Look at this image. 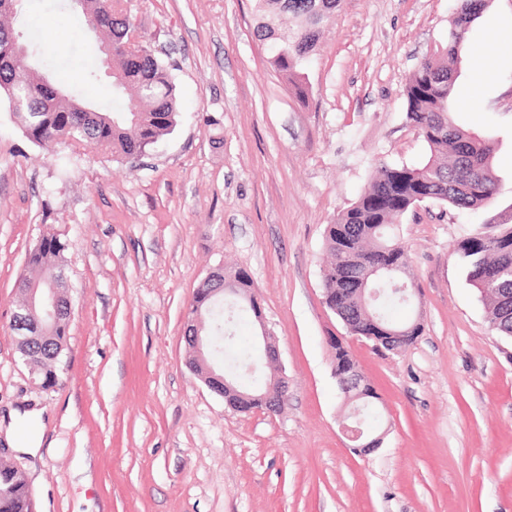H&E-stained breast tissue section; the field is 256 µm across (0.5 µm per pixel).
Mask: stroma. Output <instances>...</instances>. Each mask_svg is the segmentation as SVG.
Here are the masks:
<instances>
[{"mask_svg":"<svg viewBox=\"0 0 512 512\" xmlns=\"http://www.w3.org/2000/svg\"><path fill=\"white\" fill-rule=\"evenodd\" d=\"M459 0H342L297 97L254 34L253 0H128L173 64L180 118L145 156L115 160L31 143L0 101V448L30 482L35 512H512V338L491 330L454 249L512 218V0H490L469 46L495 49L474 83L458 63L454 113L496 142L500 193L475 210L423 202L401 219L423 331L387 352L349 336L320 287L327 224L381 164L416 165L428 147L406 114L421 59L446 43ZM15 29L57 19L53 73L100 102L112 80L81 12L22 0ZM98 80H91V71ZM66 242L70 319L64 368L43 387L12 330L19 279L45 234ZM219 268L246 269L263 334L283 371L282 412L241 413L190 366V301ZM377 393L382 443L343 434L334 340ZM17 408L39 411L36 455L14 446Z\"/></svg>","mask_w":512,"mask_h":512,"instance_id":"1","label":"stroma"}]
</instances>
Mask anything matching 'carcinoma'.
I'll return each mask as SVG.
<instances>
[{
	"mask_svg": "<svg viewBox=\"0 0 512 512\" xmlns=\"http://www.w3.org/2000/svg\"><path fill=\"white\" fill-rule=\"evenodd\" d=\"M490 0H460L448 43L436 48L413 72L405 90L407 118L426 142L430 155L418 166L382 165L371 182L347 209L327 225L324 245L331 260L321 280L327 307L342 320L347 333L364 338L380 323L403 332L398 347L412 344L422 324L393 312L410 306L413 276L400 238L398 219L425 201H439L457 209H475L490 202L499 191L493 171L495 143L490 138L459 128L452 117L455 82L451 64L460 55L464 35ZM341 0H254L256 34L271 44L270 65L299 97L307 95L302 81L304 63L315 50L322 28L336 14ZM84 11L101 42L112 45V85L115 99L128 105L107 110L59 87L50 73L45 39L29 38L0 26V98L16 102L13 115L26 138L50 150L57 144L91 148L136 159L149 151L177 124L179 108L170 70L143 40L136 50L126 49L128 32L136 26L127 10L115 6L101 10L100 0H86ZM26 47L27 56L12 50ZM41 64L47 78L32 75L29 66ZM66 244L55 234L40 238L30 251L28 275L20 282L29 288L58 287L64 293ZM469 284L476 288L489 317L490 328L512 338V224H491L462 238L455 249ZM491 269L500 276L494 286L486 283ZM224 287L244 311L259 316L249 302L254 282L245 270L224 273ZM202 283L189 305V313L202 317L200 334L210 338L211 352L232 355L235 379L256 362L238 347L233 333H224V298L210 295ZM69 329V313L60 310L49 322L47 338L26 350L28 367L47 387L56 384ZM353 366L350 354L336 347V382ZM344 403L360 410L362 426L381 420L375 400L340 389ZM0 512H34L26 473L11 461L0 459Z\"/></svg>",
	"mask_w": 512,
	"mask_h": 512,
	"instance_id": "cac0c4a2",
	"label": "carcinoma"
}]
</instances>
